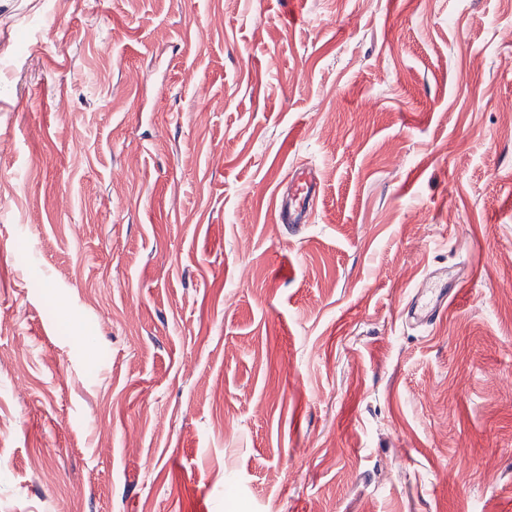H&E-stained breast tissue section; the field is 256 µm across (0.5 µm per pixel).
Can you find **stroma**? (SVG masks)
<instances>
[{
	"label": "stroma",
	"mask_w": 512,
	"mask_h": 512,
	"mask_svg": "<svg viewBox=\"0 0 512 512\" xmlns=\"http://www.w3.org/2000/svg\"><path fill=\"white\" fill-rule=\"evenodd\" d=\"M288 2L0 0V512H512V0ZM320 192L321 184L312 169L304 165L295 167L288 175V201L280 211L281 221L304 224ZM460 288L459 283L448 282L447 278L437 276L430 281L427 288L419 289L416 296L407 303L404 309L406 319L420 325L433 323L447 311L448 305L456 299Z\"/></svg>",
	"instance_id": "1"
}]
</instances>
